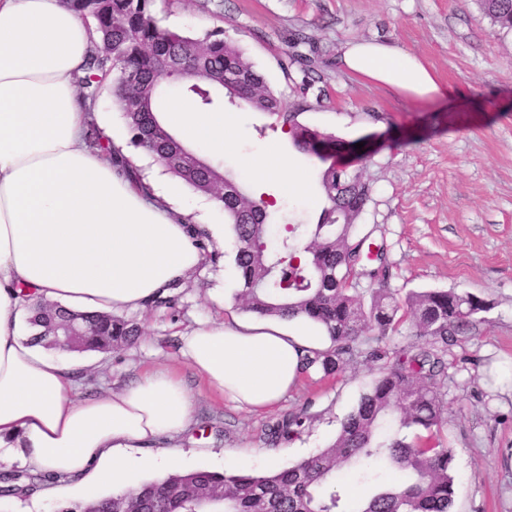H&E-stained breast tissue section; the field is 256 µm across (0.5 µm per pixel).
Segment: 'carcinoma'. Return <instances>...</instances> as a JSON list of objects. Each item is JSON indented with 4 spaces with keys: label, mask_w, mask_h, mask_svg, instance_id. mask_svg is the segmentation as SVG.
Returning <instances> with one entry per match:
<instances>
[{
    "label": "carcinoma",
    "mask_w": 512,
    "mask_h": 512,
    "mask_svg": "<svg viewBox=\"0 0 512 512\" xmlns=\"http://www.w3.org/2000/svg\"><path fill=\"white\" fill-rule=\"evenodd\" d=\"M64 2L101 34L75 73L81 97L95 99L112 80V102L134 146L224 211L239 273L235 299L242 309L262 318H305L326 331L330 345L301 357L304 374L334 377L363 358L379 364V375L342 420L333 442L286 467L257 474L175 472L56 512H453L455 450L438 440L446 423L442 388L448 346L474 333L488 302L444 290L400 299L383 284L364 299L352 283L354 271L378 279L387 254L373 231L364 233L356 224L370 199L358 170L325 168L321 186L327 204L318 223L286 224L270 245L271 204L249 196L220 164L204 159L159 122L163 80L193 69L194 79L181 82L179 96L197 111L217 110L227 97L234 105L270 113L288 127L297 150L322 161L350 144L282 111L280 99L222 30L202 38L174 32L155 18L153 0H112V8L92 16L84 0ZM481 4L495 26L512 32V0ZM29 309L31 341L47 348L58 347L55 336L77 334L72 349L108 352L140 336L135 320L110 313H76L40 300ZM407 319L420 343L390 350L388 343ZM310 418L306 406L288 413L267 426L265 441L276 447L298 439ZM350 475L364 484L363 496L353 502L336 490V481ZM55 479L48 471L0 469V498L29 495Z\"/></svg>",
    "instance_id": "obj_1"
}]
</instances>
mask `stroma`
Segmentation results:
<instances>
[{
    "mask_svg": "<svg viewBox=\"0 0 512 512\" xmlns=\"http://www.w3.org/2000/svg\"><path fill=\"white\" fill-rule=\"evenodd\" d=\"M165 27L200 38L220 28L254 64L264 82L301 124L362 144L337 165L361 169L371 200L359 219L387 247L388 288L406 296L427 289L470 292L485 299L477 330L448 348L443 392L448 423L441 440L455 448V512H512V33H500L479 0H154ZM305 35L318 52L320 77L303 89V64L286 65L290 45ZM375 40L423 59L440 95L413 104L342 68L336 58L351 41ZM91 111L99 130L132 173L164 175L134 146L112 89ZM237 124L238 151L213 155L250 194L272 201L274 222L317 223L324 195L323 164L297 152L285 128L265 112L225 104ZM265 149L290 160L289 174L264 182L243 167ZM306 184L308 199L295 192ZM218 262L202 261L173 294L175 309L127 311L142 334L109 353L64 352L76 372L75 393L93 397L136 382L144 371L173 367L195 397L193 423L177 440H160L182 470L260 473L308 457L334 439L341 420L377 377L378 366L357 361L338 377H300L275 406L252 411L209 391L181 358L180 336L235 312L232 239L215 240ZM310 405L314 419L299 440L270 447L267 426ZM77 481L47 482L31 495L0 501L5 512H55L81 500Z\"/></svg>",
    "mask_w": 512,
    "mask_h": 512,
    "instance_id": "stroma-1",
    "label": "stroma"
}]
</instances>
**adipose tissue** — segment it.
<instances>
[{"instance_id": "ef3b65f1", "label": "adipose tissue", "mask_w": 512, "mask_h": 512, "mask_svg": "<svg viewBox=\"0 0 512 512\" xmlns=\"http://www.w3.org/2000/svg\"><path fill=\"white\" fill-rule=\"evenodd\" d=\"M92 37L59 0H0V467L19 459L81 478L89 499L103 487L126 491L132 472L171 468L149 448L189 428L194 398L168 367L77 397L61 360L20 335L23 296L80 311L142 309L203 259L173 187L135 186L87 146L95 115L73 73ZM339 62L414 103L440 93L418 57L385 43H347ZM161 122L200 154L234 150L229 114L177 100ZM320 346L306 325L235 316L184 333L180 353L209 390L256 411L297 384L301 356Z\"/></svg>"}]
</instances>
